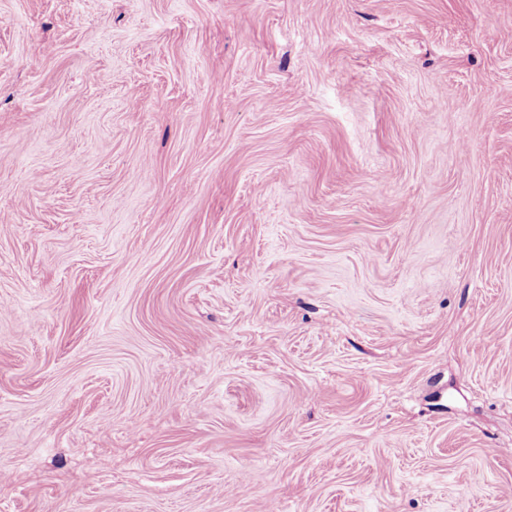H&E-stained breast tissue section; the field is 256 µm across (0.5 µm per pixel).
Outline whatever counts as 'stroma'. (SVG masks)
Wrapping results in <instances>:
<instances>
[{
    "label": "stroma",
    "instance_id": "35a3bbf8",
    "mask_svg": "<svg viewBox=\"0 0 512 512\" xmlns=\"http://www.w3.org/2000/svg\"><path fill=\"white\" fill-rule=\"evenodd\" d=\"M512 512V0H0V512Z\"/></svg>",
    "mask_w": 512,
    "mask_h": 512
}]
</instances>
